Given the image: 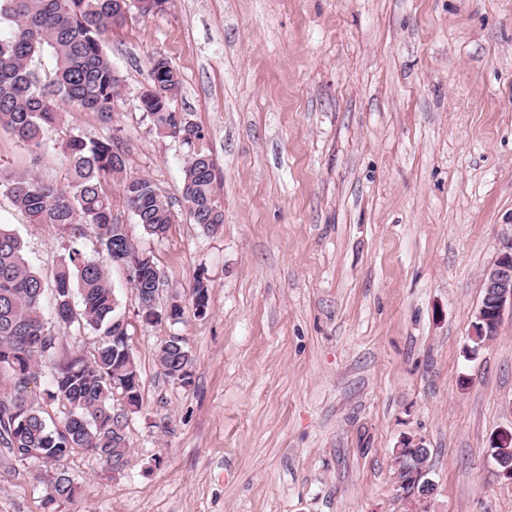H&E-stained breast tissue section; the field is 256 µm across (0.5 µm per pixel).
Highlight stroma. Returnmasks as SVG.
<instances>
[{
	"label": "stroma",
	"instance_id": "obj_1",
	"mask_svg": "<svg viewBox=\"0 0 512 512\" xmlns=\"http://www.w3.org/2000/svg\"><path fill=\"white\" fill-rule=\"evenodd\" d=\"M102 45L123 79L111 124L66 111L36 156L0 133V172L67 177L70 135H115L128 172L180 205L186 150L138 106L148 61L181 76L224 224L130 233L206 317L145 322L110 271L142 406L127 464L89 453L60 512H408L395 450L430 451V512H512L489 439L512 428V314L467 353L482 272L512 242V0H169ZM0 224L51 278L68 232ZM183 337L192 382L156 354ZM54 471L0 447V512H44Z\"/></svg>",
	"mask_w": 512,
	"mask_h": 512
}]
</instances>
